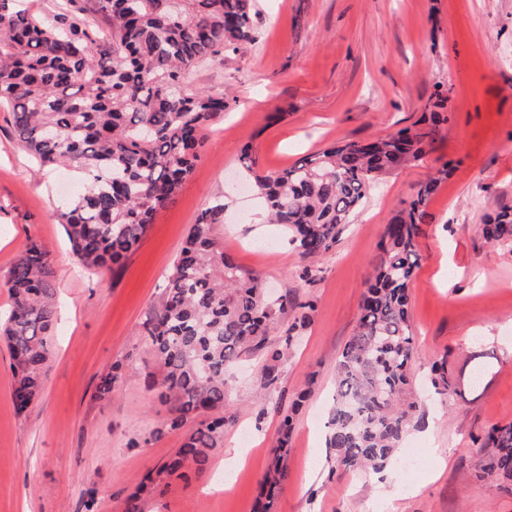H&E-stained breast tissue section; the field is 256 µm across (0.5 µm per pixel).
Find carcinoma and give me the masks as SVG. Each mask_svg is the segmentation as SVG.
Instances as JSON below:
<instances>
[{"label": "carcinoma", "mask_w": 512, "mask_h": 512, "mask_svg": "<svg viewBox=\"0 0 512 512\" xmlns=\"http://www.w3.org/2000/svg\"><path fill=\"white\" fill-rule=\"evenodd\" d=\"M254 0H59L50 11L25 0H0V103L11 110L19 144L41 165L80 171L84 190L60 213L76 260L112 270L146 234L156 213L201 157L204 129L224 115L222 90L189 91L190 68L252 41ZM438 91L429 116L415 129L373 141L342 140L281 171L254 174L256 159L243 153L272 224H281L304 257L336 245L339 235L382 175L420 160L448 122ZM439 178L419 184L387 225L373 262L353 336L336 363L326 447L332 470L380 472L411 431L425 425L419 407L405 398L416 345L409 317L408 285L418 266L415 251L426 206ZM224 195H216L192 225L157 305L138 330L156 353L152 388L168 404L149 440L195 424L180 448L148 472L126 512H143L140 492L167 484L184 468L206 470L224 446L227 369L244 356L262 359L261 414L279 418L271 465L259 481L254 512H272L288 481L293 415L271 398L278 364L294 333L314 311L311 301L273 299L258 275H244L224 252L216 228L224 224ZM492 243H512V209L483 224ZM10 304L0 316V339L12 363L18 412L32 406L52 359L57 319L56 270L45 247L31 240L6 275ZM302 310L285 330L270 336L288 309ZM125 378L115 361L97 387L112 394ZM438 395L454 391L440 368L431 378ZM492 449L478 464V480L494 478L512 490V424L491 425L478 437Z\"/></svg>", "instance_id": "1"}]
</instances>
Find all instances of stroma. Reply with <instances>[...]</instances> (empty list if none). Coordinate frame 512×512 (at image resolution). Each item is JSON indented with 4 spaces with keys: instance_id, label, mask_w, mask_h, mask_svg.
Listing matches in <instances>:
<instances>
[{
    "instance_id": "1",
    "label": "stroma",
    "mask_w": 512,
    "mask_h": 512,
    "mask_svg": "<svg viewBox=\"0 0 512 512\" xmlns=\"http://www.w3.org/2000/svg\"><path fill=\"white\" fill-rule=\"evenodd\" d=\"M252 39L189 69L188 89L226 93L222 119L206 130L202 155L139 246L114 271L80 267L58 213L79 178L42 168L12 134L0 108V278L28 241L49 250L58 321L53 360L32 413L18 412L9 354L0 345V512H124L142 476L165 462L182 432L133 448L168 410L148 385L157 360L137 337L189 228L224 194V250L273 293L313 301L309 325L279 365L275 398L309 389L297 415L290 480L275 512H512V494L471 477L484 450L472 437L512 422V246L492 245L487 214L512 208V0H255ZM451 119L419 161L377 179L363 208L328 252L302 257L283 227L264 222L240 158L252 146L257 172L292 166L341 140H375L415 126L437 87ZM440 182L416 239L409 284L416 356L410 392L425 415L418 446L425 465L400 463L385 483L332 472L326 422L336 362L352 336L381 234L402 201L431 176ZM316 272L313 283L304 269ZM127 364L111 397L97 386L112 361ZM446 362L451 396L429 392L433 363ZM225 446L241 431L255 445L229 488L223 453L205 474L172 479L145 512H253L270 463L278 419L261 412L254 362L227 373Z\"/></svg>"
}]
</instances>
